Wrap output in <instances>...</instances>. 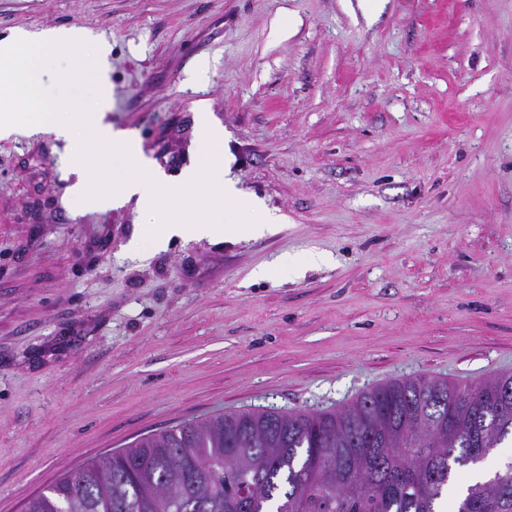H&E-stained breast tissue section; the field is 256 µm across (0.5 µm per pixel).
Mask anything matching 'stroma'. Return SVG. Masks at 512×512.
<instances>
[{
    "instance_id": "obj_1",
    "label": "stroma",
    "mask_w": 512,
    "mask_h": 512,
    "mask_svg": "<svg viewBox=\"0 0 512 512\" xmlns=\"http://www.w3.org/2000/svg\"><path fill=\"white\" fill-rule=\"evenodd\" d=\"M45 27L109 43L107 119L170 181L207 106L283 221L133 258L75 146L0 140V512L182 422L512 372V0H0V39Z\"/></svg>"
}]
</instances>
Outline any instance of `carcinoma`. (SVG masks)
<instances>
[{
	"label": "carcinoma",
	"mask_w": 512,
	"mask_h": 512,
	"mask_svg": "<svg viewBox=\"0 0 512 512\" xmlns=\"http://www.w3.org/2000/svg\"><path fill=\"white\" fill-rule=\"evenodd\" d=\"M512 374L371 388L346 408L259 407L95 456L24 512H437L463 469L512 440ZM454 512H512V462L465 484Z\"/></svg>",
	"instance_id": "carcinoma-1"
}]
</instances>
